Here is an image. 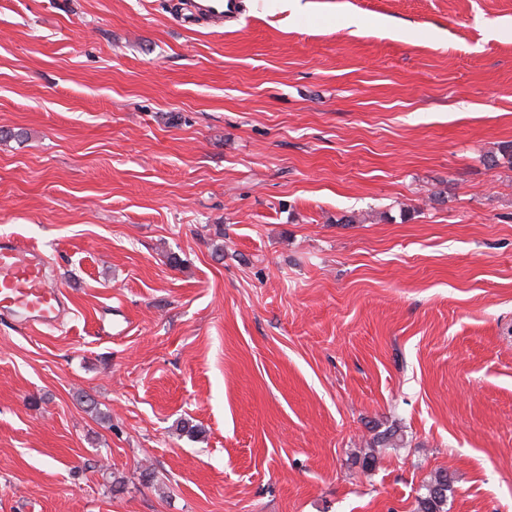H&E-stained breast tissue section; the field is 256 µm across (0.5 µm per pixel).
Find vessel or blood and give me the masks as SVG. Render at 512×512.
Masks as SVG:
<instances>
[{
	"label": "vessel or blood",
	"mask_w": 512,
	"mask_h": 512,
	"mask_svg": "<svg viewBox=\"0 0 512 512\" xmlns=\"http://www.w3.org/2000/svg\"><path fill=\"white\" fill-rule=\"evenodd\" d=\"M188 6L196 18L214 24L240 14V0H189ZM66 312L46 255L16 238H0V316L34 328L54 325Z\"/></svg>",
	"instance_id": "vessel-or-blood-1"
}]
</instances>
